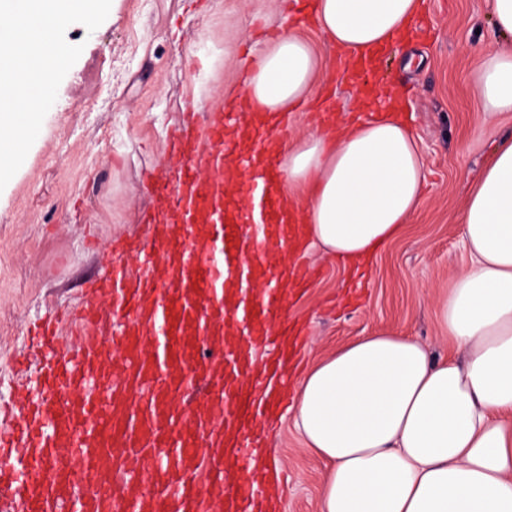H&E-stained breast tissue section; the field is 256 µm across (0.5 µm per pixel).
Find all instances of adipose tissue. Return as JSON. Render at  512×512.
Here are the masks:
<instances>
[{
  "label": "adipose tissue",
  "mask_w": 512,
  "mask_h": 512,
  "mask_svg": "<svg viewBox=\"0 0 512 512\" xmlns=\"http://www.w3.org/2000/svg\"><path fill=\"white\" fill-rule=\"evenodd\" d=\"M423 0H316L314 23L364 57L398 43ZM320 70L312 46L282 32L246 93L268 112L302 104ZM484 118L512 112V50L476 74ZM283 177L306 233L361 265L422 204L425 165L396 108L343 127L326 122L289 150ZM469 263L440 304L461 358L434 359L399 334L357 337L298 383L296 426L327 461L319 512H512V136L498 140L465 206Z\"/></svg>",
  "instance_id": "obj_1"
}]
</instances>
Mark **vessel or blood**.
Listing matches in <instances>:
<instances>
[{"label":"vessel or blood","instance_id":"b4317fda","mask_svg":"<svg viewBox=\"0 0 512 512\" xmlns=\"http://www.w3.org/2000/svg\"><path fill=\"white\" fill-rule=\"evenodd\" d=\"M278 125L263 124L243 157L240 196L259 215L228 217L224 151L234 121L206 112L195 132L170 139L181 164L146 190L158 213L123 243L114 263L72 309L46 318L12 377L16 406L0 408V512H266L263 422L282 374L286 313L277 281L305 283L300 263L274 266L272 250L299 252L275 167ZM266 282L245 313L249 334L224 359L221 286L232 267ZM155 461L151 486L141 470Z\"/></svg>","mask_w":512,"mask_h":512}]
</instances>
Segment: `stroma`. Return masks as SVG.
Masks as SVG:
<instances>
[{
	"instance_id": "35a3bbf8",
	"label": "stroma",
	"mask_w": 512,
	"mask_h": 512,
	"mask_svg": "<svg viewBox=\"0 0 512 512\" xmlns=\"http://www.w3.org/2000/svg\"><path fill=\"white\" fill-rule=\"evenodd\" d=\"M306 38L321 62L309 97L339 120L358 116L369 86L401 85L400 115L425 162L419 210L361 270L306 247L316 274L288 298L303 342L295 376L357 336L395 332L436 356L455 354L439 302L468 262L459 221L512 112L483 118L473 75L503 39L488 0H424L407 43L376 71L349 78L340 50L297 11L296 0H112L95 31L68 27L84 49L63 79L26 159L0 190V375H8L30 325L72 301L105 264L113 239L141 234L154 204L141 182L174 173L167 137L187 109L200 112L240 92L275 31ZM276 460L278 512H318L326 463L305 446L293 405L265 442Z\"/></svg>"
}]
</instances>
